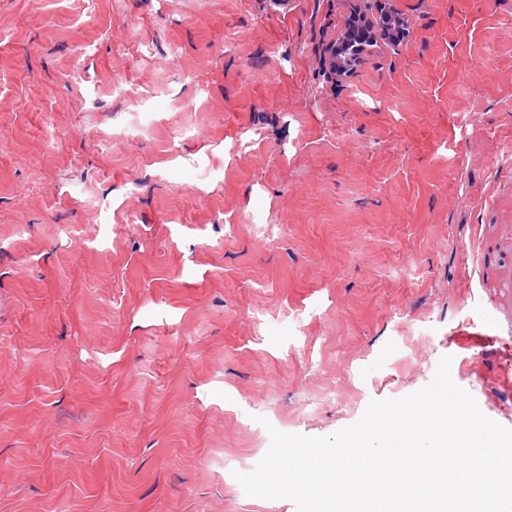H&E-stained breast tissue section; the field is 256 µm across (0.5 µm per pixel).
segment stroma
I'll list each match as a JSON object with an SVG mask.
<instances>
[{"mask_svg":"<svg viewBox=\"0 0 512 512\" xmlns=\"http://www.w3.org/2000/svg\"><path fill=\"white\" fill-rule=\"evenodd\" d=\"M390 4L0 0V512H296L445 356L512 428V0Z\"/></svg>","mask_w":512,"mask_h":512,"instance_id":"35a3bbf8","label":"stroma"}]
</instances>
